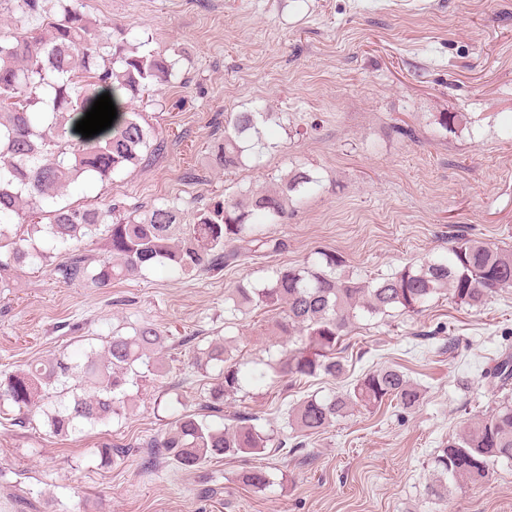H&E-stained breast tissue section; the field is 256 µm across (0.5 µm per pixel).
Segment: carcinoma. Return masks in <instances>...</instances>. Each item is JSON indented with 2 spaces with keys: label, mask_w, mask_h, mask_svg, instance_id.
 Listing matches in <instances>:
<instances>
[{
  "label": "carcinoma",
  "mask_w": 512,
  "mask_h": 512,
  "mask_svg": "<svg viewBox=\"0 0 512 512\" xmlns=\"http://www.w3.org/2000/svg\"><path fill=\"white\" fill-rule=\"evenodd\" d=\"M3 4L20 26L31 19L38 24L25 33L0 31V288L9 287L13 271L37 262L49 265L51 254L36 243L43 237L71 249L67 260L54 266L58 277L92 288H106L114 279L155 265L178 274L219 273L238 261L237 242L255 254L282 250L283 243L262 235L261 225L279 223L318 184L308 170L289 171L275 190L216 201L199 210L192 224L183 223L174 206L125 213L117 203L103 208L59 203L70 185L90 178L109 181L165 150V140L146 114L128 103L176 79L178 59L148 48L147 40L129 41L115 23L92 19L79 0H0ZM105 92L117 118L110 128L84 138L75 131L76 123ZM266 117L265 112H237L226 119L224 139L209 148L212 166L222 171L243 166L256 148L248 134L258 132ZM14 217L25 226L23 232L11 229ZM102 233L108 255L91 267L80 247ZM318 255L312 264L277 268L259 287L240 284L225 295L229 316L259 309L271 314L276 334L283 337L279 359L251 372L252 378L269 373L290 380L339 378L344 364L337 351L358 319L397 310L415 313L439 294L479 308L489 297L512 289V249L470 238L458 239L446 259H424L371 281L336 273L342 260L334 253L321 250ZM162 344L161 331L145 322L131 336L112 337L104 353L88 356L82 365L64 359L32 362L0 378V402L15 406L22 424L42 410V401L71 395L42 410L56 436L82 425L106 424L121 415L139 368L151 372L159 365ZM195 364L218 370L202 411L178 417L150 447L185 470L220 457L284 447L250 416L224 417V398L241 392L247 381L226 343L199 350ZM74 376L82 381L79 393L68 387ZM486 379L501 399L490 411L464 420L459 433L432 457L430 497L443 499L464 483L482 484L496 465L512 464V355L497 362ZM392 400L415 409L422 393L403 371L382 366L345 391L305 397L289 417L295 430L307 436L338 417ZM240 479L258 492L272 484L264 469L248 470Z\"/></svg>",
  "instance_id": "carcinoma-1"
}]
</instances>
